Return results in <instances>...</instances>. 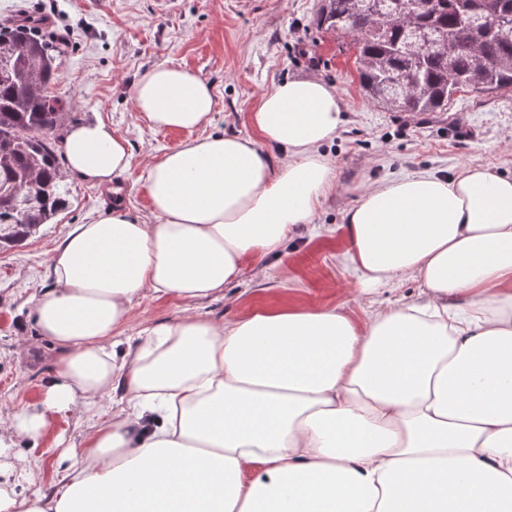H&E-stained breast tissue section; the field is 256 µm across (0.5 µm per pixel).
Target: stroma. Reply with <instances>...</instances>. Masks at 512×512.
Segmentation results:
<instances>
[{
    "mask_svg": "<svg viewBox=\"0 0 512 512\" xmlns=\"http://www.w3.org/2000/svg\"><path fill=\"white\" fill-rule=\"evenodd\" d=\"M320 5L321 0H60L56 12L44 14L41 36L52 40L59 70L51 90L70 123L104 120L128 140L132 164L108 187L66 177L67 207L21 245L0 249V409H40V383L58 358L57 348L40 336L33 309L35 296L52 284L55 247L74 225L108 213L116 201L150 219L139 179L145 162L191 139L184 131L150 129L138 118L131 86L153 65L188 68L213 85L215 133L255 136L249 114L260 96L303 76L336 87L347 122L321 148L335 166V191L311 223L293 231L281 254L265 261L263 278L245 267L221 294L192 304L143 295L133 306L130 336L189 311L235 319L261 306L293 303L341 305L365 320L369 301L353 298L356 276L344 259V211L354 200L352 184L416 172L452 177L470 164L512 176V89H461L444 112H400L372 102L360 85L350 37L317 27ZM90 425L77 409L54 417L51 436L18 440L12 463L34 474L25 492L64 477V449L80 446Z\"/></svg>",
    "mask_w": 512,
    "mask_h": 512,
    "instance_id": "1",
    "label": "stroma"
}]
</instances>
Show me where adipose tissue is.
I'll return each instance as SVG.
<instances>
[{
    "mask_svg": "<svg viewBox=\"0 0 512 512\" xmlns=\"http://www.w3.org/2000/svg\"><path fill=\"white\" fill-rule=\"evenodd\" d=\"M131 99L164 130L208 126L216 107L207 81L165 63ZM250 122L257 138L209 135L144 165L154 223L117 204L56 247L34 308L60 355L41 409L0 414V453L47 436L52 415L106 398L112 410L68 450L61 484L25 494L0 480V512H512V177L489 167L355 185L345 260L358 295L408 278L418 301L362 323L304 304L189 313L119 349L136 299L218 295L333 188L319 149L346 122L335 88L276 84ZM64 156L97 185L131 166L99 119L68 128Z\"/></svg>",
    "mask_w": 512,
    "mask_h": 512,
    "instance_id": "adipose-tissue-1",
    "label": "adipose tissue"
}]
</instances>
